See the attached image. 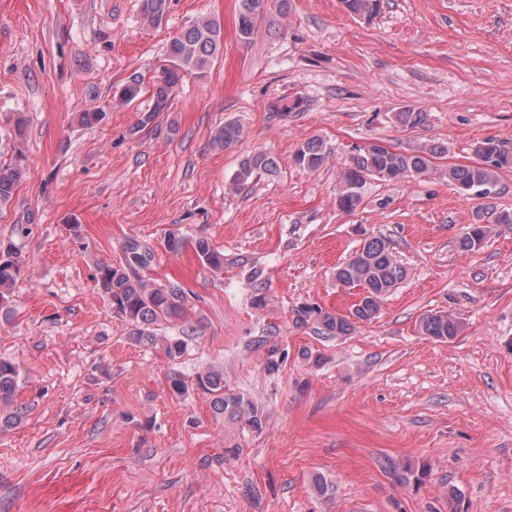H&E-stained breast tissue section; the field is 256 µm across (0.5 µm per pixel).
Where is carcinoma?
<instances>
[{
	"mask_svg": "<svg viewBox=\"0 0 512 512\" xmlns=\"http://www.w3.org/2000/svg\"><path fill=\"white\" fill-rule=\"evenodd\" d=\"M345 9L359 17L372 18L381 7V0H341ZM267 0H239L238 36L247 42L252 39L257 19L264 13ZM169 9V0H141L143 18L151 25L162 23ZM221 47V28L212 19H200L185 27L170 42L168 65L160 75L144 85V76L134 73L121 86L118 95L124 102L132 101L148 90L151 106L141 114L138 126L153 123L161 112L171 107L175 88L185 76L202 77L213 65ZM398 123L417 127L425 123L426 115L411 109L396 113ZM243 128L234 121H226L214 131L213 142L229 148L239 142ZM447 152V147L430 145L413 152L389 149L381 143H371L356 149L350 158L342 180L336 188V203L345 211L355 210L362 202L361 188L366 178L374 177L391 182L424 176L435 169V160ZM479 162L475 165L448 166L446 175L463 193L491 194L497 185L498 174L512 168V151L494 139L480 142L475 149ZM324 143L312 139L295 153L297 165L308 170L321 167L328 158ZM277 168L275 158L268 152H255L243 158L232 179V185L241 189L259 171L272 173ZM22 177L18 167L0 169V206L9 203ZM491 232L486 224H471L460 240L462 249L480 247ZM199 261L216 273L224 270V253L214 248L208 239L199 238L193 244ZM154 255L130 242L124 247V262L119 266L105 264L99 268L97 287L108 299L113 311L131 326V339L146 347L161 346L171 360L182 357L188 348L187 333L180 336H159L155 326L182 316L187 311L188 291L178 283L151 284L138 271L151 265ZM24 268L22 256L12 246L0 247V320L8 319L12 311L13 286ZM406 269L390 251V242L382 237L366 240L353 257L336 269V280L345 287H360L366 293L363 302L356 304L351 317L331 313L321 315L320 323L327 336H344L353 329L352 320H369L380 309L382 298L406 278ZM419 330L425 336L446 341L458 335L459 322L451 315L435 312L425 315ZM19 366L0 358V429L11 428L22 421L24 409L15 404ZM172 390L183 394L196 387L212 397L214 412L232 419L243 418L256 429H262L263 412L243 396L226 391L224 373L210 370L196 375L191 381L180 375L169 378Z\"/></svg>",
	"mask_w": 512,
	"mask_h": 512,
	"instance_id": "1",
	"label": "carcinoma"
}]
</instances>
